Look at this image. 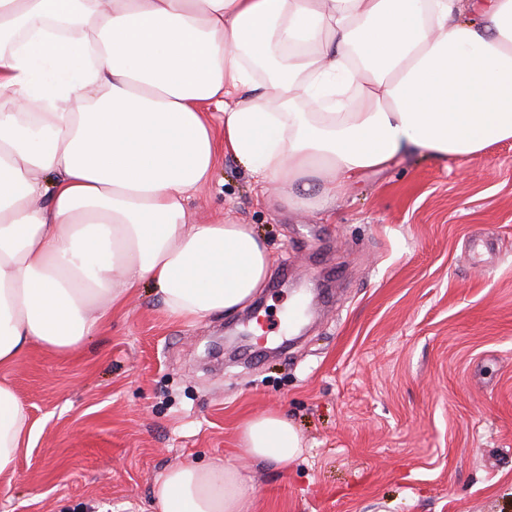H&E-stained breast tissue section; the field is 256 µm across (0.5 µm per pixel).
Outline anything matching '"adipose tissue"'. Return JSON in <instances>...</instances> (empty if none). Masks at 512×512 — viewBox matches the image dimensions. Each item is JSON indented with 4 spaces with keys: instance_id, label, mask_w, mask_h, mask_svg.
Wrapping results in <instances>:
<instances>
[{
    "instance_id": "obj_1",
    "label": "adipose tissue",
    "mask_w": 512,
    "mask_h": 512,
    "mask_svg": "<svg viewBox=\"0 0 512 512\" xmlns=\"http://www.w3.org/2000/svg\"><path fill=\"white\" fill-rule=\"evenodd\" d=\"M0 366L65 352L143 283L167 316L230 315L263 288L250 225L187 221L218 154L278 206L324 212L364 172L464 163L512 140V0H0ZM220 107L213 117L211 107ZM33 424L0 385V474ZM302 439L247 419L240 454ZM157 512H253L228 460L156 480Z\"/></svg>"
}]
</instances>
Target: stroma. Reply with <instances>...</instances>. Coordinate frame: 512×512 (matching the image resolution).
<instances>
[{
    "label": "stroma",
    "mask_w": 512,
    "mask_h": 512,
    "mask_svg": "<svg viewBox=\"0 0 512 512\" xmlns=\"http://www.w3.org/2000/svg\"><path fill=\"white\" fill-rule=\"evenodd\" d=\"M188 209L252 225L264 288L184 325L146 284L76 352L1 367L35 433L0 512H156L161 474L227 454L256 512H512L511 140L462 165L404 156L325 212L269 205L222 155ZM305 291L304 334L281 351ZM268 411L304 440L284 467L231 453Z\"/></svg>",
    "instance_id": "35a3bbf8"
}]
</instances>
